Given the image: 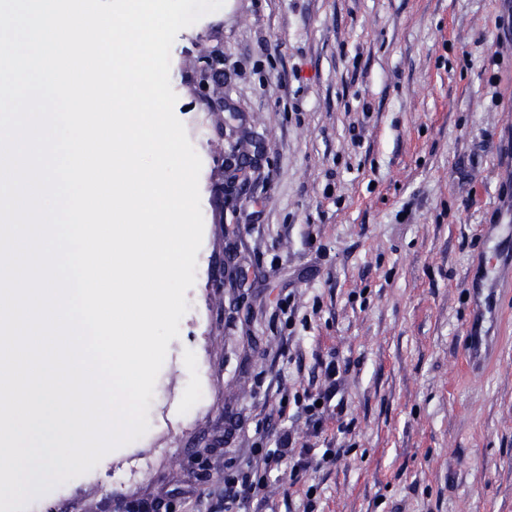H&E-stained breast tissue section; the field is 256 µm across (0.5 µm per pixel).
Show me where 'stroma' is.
<instances>
[{"mask_svg":"<svg viewBox=\"0 0 512 512\" xmlns=\"http://www.w3.org/2000/svg\"><path fill=\"white\" fill-rule=\"evenodd\" d=\"M501 13V0H225L178 33L174 113L202 162L189 309L145 435L27 512H224L225 477L248 465L265 475L261 512H512ZM201 41L223 51L220 124L200 109ZM247 139L239 192L219 158ZM332 360L344 413L315 430L292 399L325 387ZM283 430L340 455L292 482L263 455Z\"/></svg>","mask_w":512,"mask_h":512,"instance_id":"obj_1","label":"stroma"}]
</instances>
